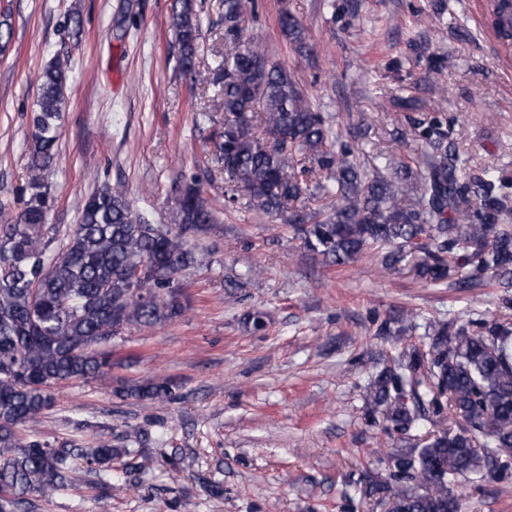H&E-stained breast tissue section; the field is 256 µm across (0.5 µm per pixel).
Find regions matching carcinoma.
<instances>
[{
	"instance_id": "obj_1",
	"label": "carcinoma",
	"mask_w": 512,
	"mask_h": 512,
	"mask_svg": "<svg viewBox=\"0 0 512 512\" xmlns=\"http://www.w3.org/2000/svg\"><path fill=\"white\" fill-rule=\"evenodd\" d=\"M249 0H217L224 26V56L214 70L199 69L202 18L196 0H176L173 27L178 66L200 85L220 88L224 120L213 134L223 164L224 193L239 195L260 215L285 216L308 252L342 267L388 248L382 263L424 255L420 274L434 280L454 272L455 286L476 276L512 274V199L496 191L493 171L466 177L438 141L425 159L427 174L400 184L381 170L359 165L282 65L247 37ZM281 34L300 55L315 45L303 24L283 11ZM68 61L55 59L37 76L38 109L29 126L27 199L12 224H0V512H31V497H45L94 473L102 484L112 465L129 454L103 441L95 448H59L23 427L54 403V385L87 380L112 369V338L181 314L178 275L195 263L190 239L215 223L210 200L193 182L176 188L170 224L136 213L122 186L90 195L67 242L51 250L47 223L48 174L58 159V130L67 91ZM319 172L314 188L336 197L321 219L295 206L310 191L302 175ZM478 331L432 326L425 353L406 351L379 371L364 400L384 429L408 432L447 410L465 425L443 431L419 448L392 455L388 512H458L448 477L481 480L489 466L512 459V325L495 319ZM168 379L126 390L164 403L174 396Z\"/></svg>"
}]
</instances>
